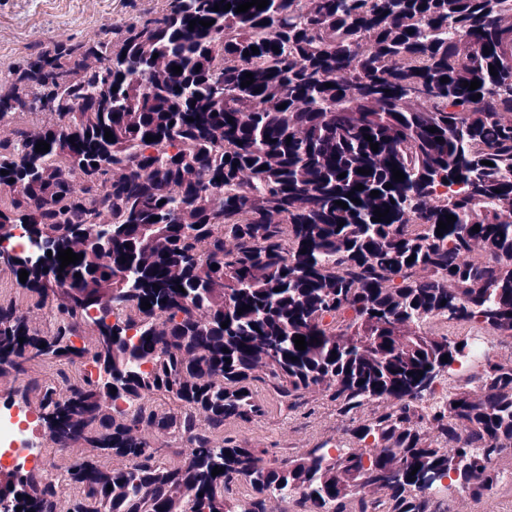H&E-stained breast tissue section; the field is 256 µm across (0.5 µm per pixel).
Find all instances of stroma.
Segmentation results:
<instances>
[{"instance_id":"stroma-1","label":"stroma","mask_w":512,"mask_h":512,"mask_svg":"<svg viewBox=\"0 0 512 512\" xmlns=\"http://www.w3.org/2000/svg\"><path fill=\"white\" fill-rule=\"evenodd\" d=\"M165 0H0V79L29 55L51 49L58 41H86L106 27L125 26L160 10ZM253 397L262 414L228 430L266 458L282 459L326 442L346 448L347 420L320 391L307 392L305 407L291 411L274 391L255 384ZM444 512H512V452L499 464V479L490 494L476 499L463 492L437 489Z\"/></svg>"}]
</instances>
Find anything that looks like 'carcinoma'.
Instances as JSON below:
<instances>
[{
	"label": "carcinoma",
	"mask_w": 512,
	"mask_h": 512,
	"mask_svg": "<svg viewBox=\"0 0 512 512\" xmlns=\"http://www.w3.org/2000/svg\"><path fill=\"white\" fill-rule=\"evenodd\" d=\"M243 2L166 0L153 17L60 41L0 83V110L24 112L32 97L57 115L0 139V229L37 226L54 251L83 255L62 269L55 254L54 280L30 270L24 284L23 267L5 263L53 322L41 332L1 303L0 374L62 364L63 388L29 386L61 449L90 448L62 475L20 477L28 497L11 512L61 500L64 512H267L270 495L307 512H439L434 489L461 482L482 498L512 451V365L487 358L441 393L432 371L443 357L467 363L453 354L467 338L429 329L512 336V0H268L236 12ZM378 208L389 213L374 222ZM133 262L141 282L114 315L135 340L101 330L76 345L70 301L107 300ZM88 364L125 384V408L102 410L89 370L70 382L65 368ZM257 380L290 410L320 390L356 447L272 461L226 433L260 415ZM380 400L391 404L355 423ZM142 425L190 451L167 463ZM113 455L129 466H107ZM241 481L253 489L243 503L229 498Z\"/></svg>",
	"instance_id": "obj_1"
}]
</instances>
